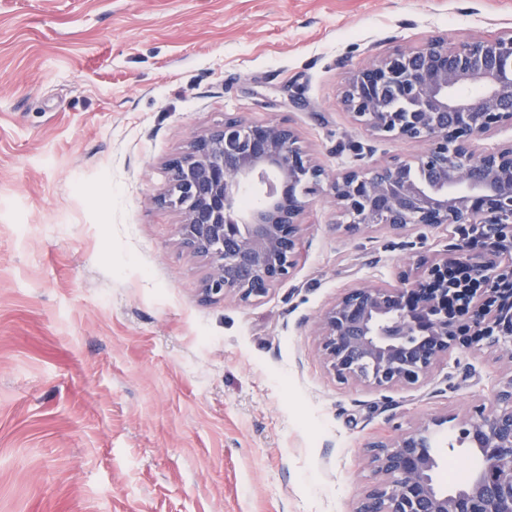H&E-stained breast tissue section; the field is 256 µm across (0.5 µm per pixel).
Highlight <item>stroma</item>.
Wrapping results in <instances>:
<instances>
[{
  "instance_id": "35a3bbf8",
  "label": "stroma",
  "mask_w": 512,
  "mask_h": 512,
  "mask_svg": "<svg viewBox=\"0 0 512 512\" xmlns=\"http://www.w3.org/2000/svg\"><path fill=\"white\" fill-rule=\"evenodd\" d=\"M510 30L512 0H0V512H354L372 442L492 400L512 366L486 347L391 388L318 353L321 315L437 230L343 232L325 187L285 280L207 301L155 198L227 117L287 124L331 174L415 156L353 121L350 72Z\"/></svg>"
}]
</instances>
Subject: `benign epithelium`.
<instances>
[{
  "mask_svg": "<svg viewBox=\"0 0 512 512\" xmlns=\"http://www.w3.org/2000/svg\"><path fill=\"white\" fill-rule=\"evenodd\" d=\"M465 84L480 91L462 95ZM388 94L397 108L387 107ZM342 102L373 135L423 142L425 150L331 177L286 124L230 117L169 160L156 202L179 212L183 247L208 259L203 296L249 303L286 279L300 216L326 181L346 232L424 224L451 241L401 285L354 288L324 312L319 351L336 380L419 386L448 352L475 340L512 363V143L476 149L512 126V32L460 45L435 37L388 52L351 73ZM253 188L256 203L240 207ZM457 428L483 459L465 487H436L424 423L370 445L382 480L362 493L355 512H512V375Z\"/></svg>",
  "mask_w": 512,
  "mask_h": 512,
  "instance_id": "obj_1",
  "label": "benign epithelium"
}]
</instances>
